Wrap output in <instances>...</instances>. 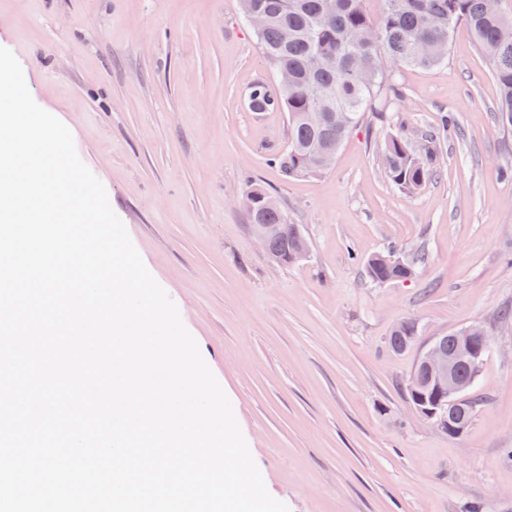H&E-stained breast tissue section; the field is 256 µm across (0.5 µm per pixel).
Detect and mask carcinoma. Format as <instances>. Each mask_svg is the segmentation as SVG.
Instances as JSON below:
<instances>
[{
	"label": "carcinoma",
	"instance_id": "carcinoma-1",
	"mask_svg": "<svg viewBox=\"0 0 512 512\" xmlns=\"http://www.w3.org/2000/svg\"><path fill=\"white\" fill-rule=\"evenodd\" d=\"M365 0H240L241 11L256 8L266 16L255 33L264 58L273 73L288 71L292 80L284 85L258 81L248 91L254 112L279 111L288 117L290 149L270 154L268 161L286 177L318 175L326 171L311 155L319 144L335 149L364 119L375 112L383 98L396 93L385 66L431 69L445 62L454 29L465 25L478 50L488 57L499 88L495 117L502 129L512 131V39L502 38L512 28V13L494 10V0H382L378 21L364 8ZM382 168L388 181L406 193H415L434 173L433 154L421 155L408 139L397 133L384 138ZM273 194L252 184L246 194L253 224H271L277 232L269 239L273 253L287 258L296 225L271 205ZM426 262L420 252L410 259L396 256L389 246L369 257L366 275L376 285L406 281L416 276ZM418 335L414 319L401 321L387 340L396 354L412 346ZM480 367L458 368L464 401L457 411L470 427L483 406L482 395L472 392ZM411 405L431 407L435 383L417 362L406 380Z\"/></svg>",
	"mask_w": 512,
	"mask_h": 512
}]
</instances>
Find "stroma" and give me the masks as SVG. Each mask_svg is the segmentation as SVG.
Instances as JSON below:
<instances>
[{
  "instance_id": "obj_1",
  "label": "stroma",
  "mask_w": 512,
  "mask_h": 512,
  "mask_svg": "<svg viewBox=\"0 0 512 512\" xmlns=\"http://www.w3.org/2000/svg\"><path fill=\"white\" fill-rule=\"evenodd\" d=\"M0 47L34 101L71 131L146 267L177 305L230 399L268 492L289 512H512V159L499 89L465 26L446 64L391 68L401 89L367 114L318 176L269 164L281 112H253L273 81L239 0H0ZM434 139L437 172L408 195L384 176L386 133ZM270 189L311 246L273 264L250 244L243 195ZM428 261L404 283L370 285L384 246ZM416 318L417 343L386 347ZM479 322L492 335L476 382L486 403L458 439L424 425L401 389L436 337Z\"/></svg>"
}]
</instances>
